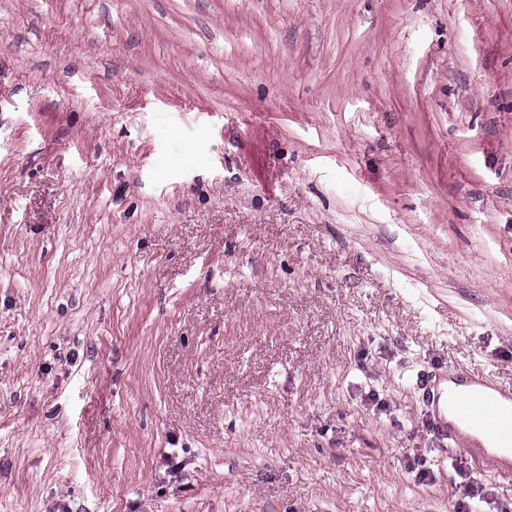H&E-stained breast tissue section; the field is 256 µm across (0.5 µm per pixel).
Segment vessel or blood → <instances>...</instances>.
I'll return each instance as SVG.
<instances>
[{
    "mask_svg": "<svg viewBox=\"0 0 512 512\" xmlns=\"http://www.w3.org/2000/svg\"><path fill=\"white\" fill-rule=\"evenodd\" d=\"M434 431L453 440L460 453L490 465L498 476L512 475V462L492 455L512 432V389L460 368L421 378Z\"/></svg>",
    "mask_w": 512,
    "mask_h": 512,
    "instance_id": "vessel-or-blood-1",
    "label": "vessel or blood"
}]
</instances>
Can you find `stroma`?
<instances>
[{
  "label": "stroma",
  "mask_w": 512,
  "mask_h": 512,
  "mask_svg": "<svg viewBox=\"0 0 512 512\" xmlns=\"http://www.w3.org/2000/svg\"><path fill=\"white\" fill-rule=\"evenodd\" d=\"M438 367L512 387V0H0V512H493Z\"/></svg>",
  "instance_id": "stroma-1"
}]
</instances>
